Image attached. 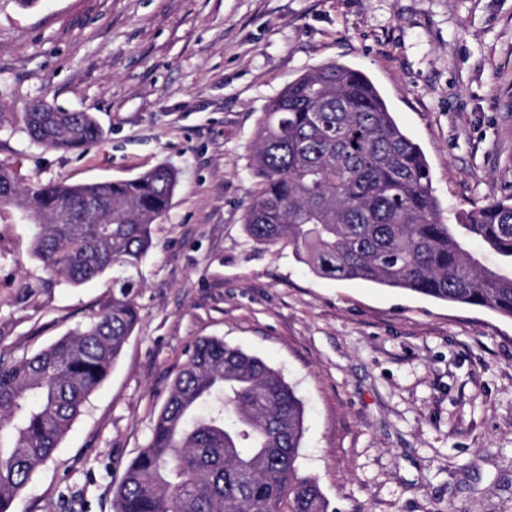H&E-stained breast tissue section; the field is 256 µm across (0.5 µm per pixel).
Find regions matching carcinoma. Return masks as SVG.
Returning a JSON list of instances; mask_svg holds the SVG:
<instances>
[{
  "mask_svg": "<svg viewBox=\"0 0 512 512\" xmlns=\"http://www.w3.org/2000/svg\"><path fill=\"white\" fill-rule=\"evenodd\" d=\"M30 138L82 151L104 132L89 112H26ZM250 165L257 179L244 230L286 243L321 278L372 282L512 318V276L484 266L477 240L512 261V203L444 224L419 146L372 81L336 62L288 84L267 105ZM177 174L159 164L101 183L22 186L0 164V209L37 227L44 270L81 285L104 275L112 301L48 347L0 364V512H11L54 456L139 322L135 288ZM304 406L264 359L195 342L148 445L126 465L115 512H328L317 478L299 473Z\"/></svg>",
  "mask_w": 512,
  "mask_h": 512,
  "instance_id": "obj_1",
  "label": "carcinoma"
}]
</instances>
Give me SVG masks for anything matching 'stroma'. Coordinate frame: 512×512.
<instances>
[{"mask_svg":"<svg viewBox=\"0 0 512 512\" xmlns=\"http://www.w3.org/2000/svg\"><path fill=\"white\" fill-rule=\"evenodd\" d=\"M337 61L363 71L421 148L443 223L512 202V0H0V163L25 185L178 174L136 295L140 320L14 512H112L198 339L279 369L306 408L300 472L331 512H512V319L312 275L244 231L269 103ZM44 99L102 141L46 149ZM35 227L0 212V362L87 323L108 281L50 277Z\"/></svg>","mask_w":512,"mask_h":512,"instance_id":"obj_1","label":"stroma"}]
</instances>
